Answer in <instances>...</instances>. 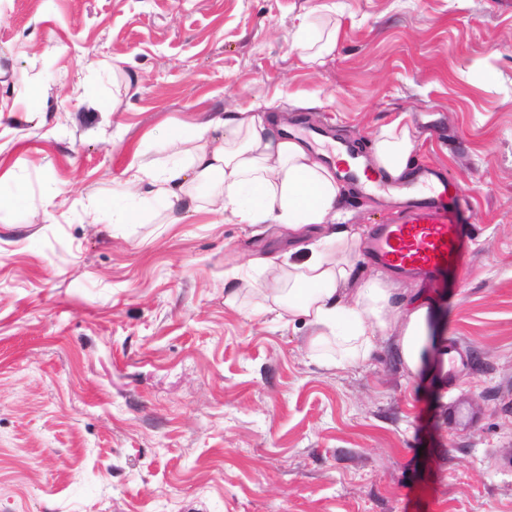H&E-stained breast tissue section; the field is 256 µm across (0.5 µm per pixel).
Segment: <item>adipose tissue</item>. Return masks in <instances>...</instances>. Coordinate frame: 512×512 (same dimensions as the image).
<instances>
[{
    "instance_id": "adipose-tissue-1",
    "label": "adipose tissue",
    "mask_w": 512,
    "mask_h": 512,
    "mask_svg": "<svg viewBox=\"0 0 512 512\" xmlns=\"http://www.w3.org/2000/svg\"><path fill=\"white\" fill-rule=\"evenodd\" d=\"M293 44L313 62L335 52L336 34L304 22ZM284 129L276 114L259 107L225 113L189 134L188 167L155 174L134 168L126 185H147L153 199L175 208L188 186L219 182L221 191L209 200L211 212L239 224H280L297 240L281 261H258L271 282L261 295L286 323L303 318L315 344L335 339L345 363L368 359L378 333L393 330L406 369L428 379L437 376L433 354L444 349L447 338L436 307L421 294H398L380 276L352 283L351 256L361 234L340 221L344 186L337 169ZM414 149L408 124L395 120L375 132L369 166L402 180Z\"/></svg>"
}]
</instances>
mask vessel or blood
<instances>
[{
	"label": "vessel or blood",
	"instance_id": "b4317fda",
	"mask_svg": "<svg viewBox=\"0 0 512 512\" xmlns=\"http://www.w3.org/2000/svg\"><path fill=\"white\" fill-rule=\"evenodd\" d=\"M418 181L424 187L419 198L403 207L394 223L377 226L367 256L372 262L431 280L460 259L465 227L449 208L460 187L431 170L422 171Z\"/></svg>",
	"mask_w": 512,
	"mask_h": 512
}]
</instances>
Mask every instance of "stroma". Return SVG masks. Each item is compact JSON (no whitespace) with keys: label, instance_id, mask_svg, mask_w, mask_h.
<instances>
[{"label":"stroma","instance_id":"obj_1","mask_svg":"<svg viewBox=\"0 0 512 512\" xmlns=\"http://www.w3.org/2000/svg\"><path fill=\"white\" fill-rule=\"evenodd\" d=\"M318 2L0 0V512H512V0ZM304 20L336 30L323 63ZM271 101L364 158L405 116L459 183L460 266L390 276L434 300L453 377L386 341L323 367L335 345L257 293L286 228L208 212L207 186L177 224L123 194L183 162L177 133ZM399 200L353 186L341 221ZM293 44L304 52V61L314 62L335 52L336 30L324 34L314 23L304 22L294 31Z\"/></svg>","mask_w":512,"mask_h":512}]
</instances>
